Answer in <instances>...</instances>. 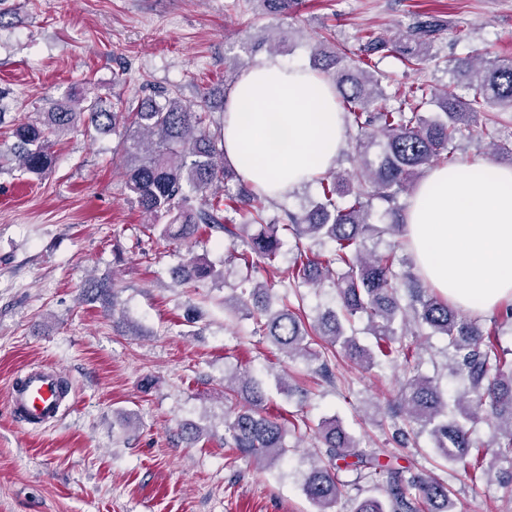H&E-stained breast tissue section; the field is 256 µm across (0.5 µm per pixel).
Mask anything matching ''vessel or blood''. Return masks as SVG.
Returning a JSON list of instances; mask_svg holds the SVG:
<instances>
[{"label": "vessel or blood", "mask_w": 512, "mask_h": 512, "mask_svg": "<svg viewBox=\"0 0 512 512\" xmlns=\"http://www.w3.org/2000/svg\"><path fill=\"white\" fill-rule=\"evenodd\" d=\"M9 411L17 422L37 427L58 420L69 403L63 377L56 368L22 370L8 394Z\"/></svg>", "instance_id": "obj_1"}]
</instances>
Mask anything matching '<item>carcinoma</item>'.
Listing matches in <instances>:
<instances>
[{
  "label": "carcinoma",
  "mask_w": 512,
  "mask_h": 512,
  "mask_svg": "<svg viewBox=\"0 0 512 512\" xmlns=\"http://www.w3.org/2000/svg\"><path fill=\"white\" fill-rule=\"evenodd\" d=\"M259 2L266 14L287 18L300 0ZM437 27L425 21L404 35L417 46L406 49L413 65L427 59L429 37ZM369 67L365 57L345 49L328 50L323 44L317 50L312 68L332 73L345 119L357 130L349 145L354 156L363 158L362 179L354 186L332 168L316 178L321 185L317 201L281 218L268 217L265 198L244 185L222 199L212 192L240 182V176L224 159L223 137L211 132L213 126L224 128V115L211 112L210 92L197 109L165 95L127 112L110 110L100 97L85 94L78 109L59 104L42 119L13 128V143L5 155L17 161L21 171L43 175L53 164L57 140L77 123L97 131L124 129L122 146L131 158L126 186L157 242H188L216 231L245 246L238 259L250 272L257 269L254 258L263 260L268 277L260 283L250 274L243 277V287L224 299V308L252 319L253 334L290 358L316 361L322 357L314 348L318 344L363 367L377 356L403 359L407 377L400 400L412 433L428 434L444 459L473 482L498 470L499 483L512 493V360L497 341L503 322L493 317L486 330L424 288L416 274L396 270L405 242H396L381 255L365 247L378 231L373 201L387 204L393 216L387 231L396 232L403 225L399 197L410 193L429 169L454 164L460 139H487L495 153L512 157V139L499 136L502 116L512 114V60H491L483 54L457 59L453 73L470 90L468 98L420 84L398 95L395 107L387 106L388 95ZM427 106L437 111H424ZM378 137L382 152L377 160H369L364 154ZM228 211L242 223H233ZM283 231L294 239L296 254L282 271L276 260ZM305 240L329 242L332 248L326 255L303 247ZM176 278L181 285L200 284L222 278V272L211 264L189 262L178 268ZM326 281L339 295L337 311L325 309L312 317L288 305V295L279 293L281 288L319 287ZM403 289L409 296L406 306L401 304ZM83 292L106 309L116 307L110 280H88ZM363 317L366 332L376 340L374 352L356 342L355 321ZM409 325L416 336L446 337L448 366L466 380L455 410L448 411L434 381L411 366L414 351L403 344ZM224 392L237 398L224 418L225 445L261 469L274 467L288 453L287 438L297 434L296 428L266 411L264 393L249 376L236 386H224ZM480 423L491 425L495 437L477 445L472 433ZM314 438L324 452L310 465L302 488L316 512H333L348 488L361 493L365 484L381 486L382 493L356 499L353 512H454L448 485L424 472L382 463L336 420L321 421ZM343 473L352 474L353 480H342Z\"/></svg>",
  "instance_id": "carcinoma-1"
}]
</instances>
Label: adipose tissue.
I'll return each mask as SVG.
<instances>
[{
    "label": "adipose tissue",
    "instance_id": "ef3b65f1",
    "mask_svg": "<svg viewBox=\"0 0 512 512\" xmlns=\"http://www.w3.org/2000/svg\"><path fill=\"white\" fill-rule=\"evenodd\" d=\"M223 135L240 177L277 198L335 166L347 147L335 83L273 57L232 87ZM405 235L423 280L461 309L482 315L512 299V167L432 168L409 199Z\"/></svg>",
    "mask_w": 512,
    "mask_h": 512
}]
</instances>
